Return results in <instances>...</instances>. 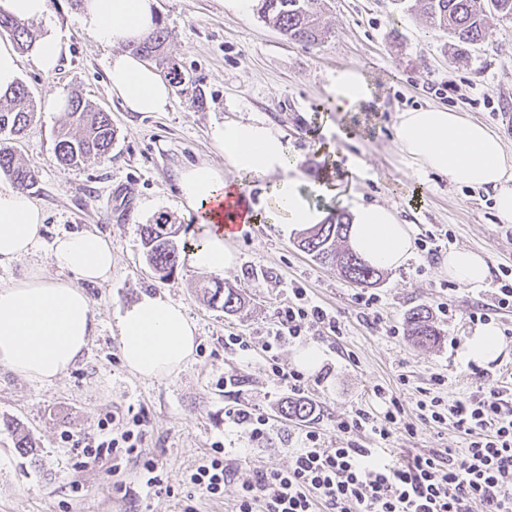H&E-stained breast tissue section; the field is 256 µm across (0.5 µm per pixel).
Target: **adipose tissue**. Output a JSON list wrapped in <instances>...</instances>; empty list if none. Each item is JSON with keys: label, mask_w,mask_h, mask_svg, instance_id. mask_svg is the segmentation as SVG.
Instances as JSON below:
<instances>
[{"label": "adipose tissue", "mask_w": 512, "mask_h": 512, "mask_svg": "<svg viewBox=\"0 0 512 512\" xmlns=\"http://www.w3.org/2000/svg\"><path fill=\"white\" fill-rule=\"evenodd\" d=\"M50 0H0V13L44 27L29 54L44 75H52L70 43L47 23ZM81 28L100 44L114 48L107 64L109 91L132 112H163L172 88L154 66L134 53L158 22V0H81ZM330 91L337 111L348 112L368 97L361 72L337 68ZM401 157L416 173H437L450 182L493 189L501 223L512 224V148L483 123L445 107L401 112L395 125ZM213 141L233 174L207 163L183 168L177 176L180 206L207 227L201 244L189 252L197 270L220 274L236 263L230 224L245 199L243 178L270 177L264 214L285 230L323 223L302 187L301 174L289 157L283 132L268 122L240 119L215 129ZM349 243L371 265H403L414 249L413 231L393 209L352 203ZM44 214L27 193L0 191V265L48 251V266L92 283L112 278V247L101 234L70 232L44 242ZM46 266L32 264L16 282L0 286V366L32 381L50 383L73 367L86 351L97 321L86 293L71 283L48 277ZM449 278L465 288H485L489 266L480 254L456 249L448 254ZM117 327L124 367L134 376L154 380L177 376L192 359L197 327L181 304L160 295L142 294L119 315Z\"/></svg>", "instance_id": "1"}]
</instances>
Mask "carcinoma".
<instances>
[{"label":"carcinoma","instance_id":"carcinoma-1","mask_svg":"<svg viewBox=\"0 0 512 512\" xmlns=\"http://www.w3.org/2000/svg\"><path fill=\"white\" fill-rule=\"evenodd\" d=\"M424 12L434 24L448 31L458 43L474 46L489 39L493 31L489 24L492 14L512 18V0H422ZM315 0H261L262 18L277 28L284 36L316 43L326 31L317 24L313 4ZM0 32L7 33L20 50H27L37 38L33 24L21 22L0 14ZM167 40V32L155 29L135 51L150 57L160 53ZM37 106L26 87L19 83L13 91L0 97V134L18 136L32 124ZM67 116L70 127L57 133L55 157L64 168L77 166L87 159L102 158L112 151L115 130L111 115L98 108L92 101L75 95L68 100ZM0 173L19 189L25 190L36 181L31 168L15 158L13 150L0 144ZM349 219L343 212L332 214L324 224L306 229L297 242L299 249L314 260L333 265L347 280L359 285H373L380 281L379 269L369 265L350 248L340 249L336 243L347 239ZM179 227L164 216L152 224L141 226V240L147 263L160 277L170 276L178 266L180 250L192 248L183 243L178 246ZM209 302L224 309L226 314H237L244 303L235 289L216 284L208 291ZM410 336L418 346H433L440 340V331L434 326L430 312L418 307L407 315ZM315 407L304 400H286L278 405V414L285 420L302 421L313 416Z\"/></svg>","mask_w":512,"mask_h":512}]
</instances>
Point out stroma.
<instances>
[{
  "label": "stroma",
  "instance_id": "1",
  "mask_svg": "<svg viewBox=\"0 0 512 512\" xmlns=\"http://www.w3.org/2000/svg\"><path fill=\"white\" fill-rule=\"evenodd\" d=\"M168 39L152 64L173 89L166 111L130 112L112 97L106 67L111 48L80 27L71 0H52L48 18L69 38L70 53L45 76L21 53L20 81L38 107L35 122L10 145L37 174L28 191L45 215V237L91 230L112 243V279L85 285L97 330L83 358L52 383L28 381L0 367V512H233L241 485L255 469H285L306 432L324 447L350 440L372 448L366 432H338L355 409L381 410L377 389L397 396L408 415L416 403L487 394L512 379V310L490 312L505 336L500 354L485 363L466 359L475 327L469 312L493 301L494 284L472 292L443 269L447 252L480 253L490 271L512 267V224L498 223L494 192L412 173L402 160L394 125L399 112L430 104L484 122L505 142L512 133L502 115L512 113V19L493 18L495 34L457 51L447 33L419 12L417 0H323L319 22L329 33L318 44L288 39L261 17L227 11L222 0H158ZM342 66L358 69L369 89L354 111H336L329 77ZM82 94L109 112L115 141L109 155L74 168L58 165L55 135L65 111L46 105L50 95ZM278 126L298 160L312 203L348 211L350 201L396 208L415 239L452 235L441 252L415 251L405 265L384 272L373 291L378 311L363 309L362 286L300 251L296 236L272 223L249 224L234 242L236 265L223 274L180 261L165 280L146 264L140 229L161 215L194 241L195 214L179 206L177 172L202 162L227 168L211 132L239 118ZM228 282L246 300L240 316L209 306L203 287ZM305 288L345 329L334 336L313 328L306 343L323 352L321 365L303 375V396L316 405L309 422H284L287 398L272 366L295 369L297 346L269 349L266 332L287 304L292 287ZM145 293H162L184 306L197 325L199 344L186 369L172 379L145 380L124 367L117 315ZM448 303L455 320H438L442 336L431 348L412 344L406 323L416 307ZM243 336L249 351L224 346ZM445 377L441 386L431 377ZM267 420L254 437L235 423L238 410ZM113 437L133 431L136 450L88 458L87 439L102 425ZM36 446L35 456L16 446V429ZM465 436L451 424H417L414 434L391 439L383 455L407 460L418 450L461 448ZM235 464L224 494L207 496L190 481L211 454Z\"/></svg>",
  "mask_w": 512,
  "mask_h": 512
}]
</instances>
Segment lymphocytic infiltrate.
<instances>
[{"label":"lymphocytic infiltrate","instance_id":"f902f5d3","mask_svg":"<svg viewBox=\"0 0 512 512\" xmlns=\"http://www.w3.org/2000/svg\"><path fill=\"white\" fill-rule=\"evenodd\" d=\"M314 326L342 332L335 315L296 288L268 336L275 345L292 342ZM416 407V422L453 419L469 438L464 451L432 450L396 463L350 442L321 447L319 434L310 432L291 466L257 470L243 483L235 512H470L474 501L485 512H512V404L503 394L448 402L435 396ZM414 424L392 396L380 414L360 408L336 428L367 430L387 441L412 432Z\"/></svg>","mask_w":512,"mask_h":512}]
</instances>
